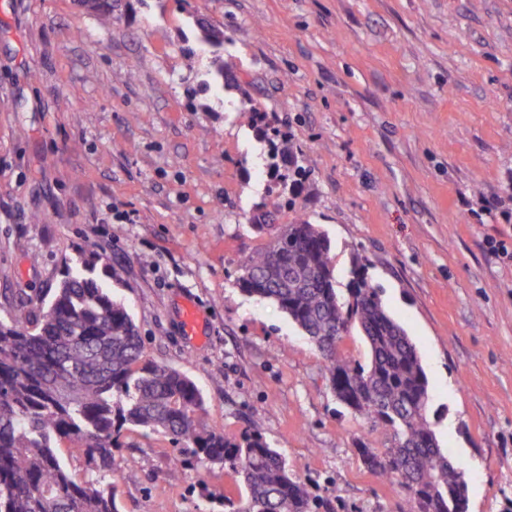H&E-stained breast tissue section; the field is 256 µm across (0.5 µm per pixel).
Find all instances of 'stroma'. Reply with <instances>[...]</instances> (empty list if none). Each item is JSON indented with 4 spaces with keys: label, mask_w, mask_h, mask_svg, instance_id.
I'll return each mask as SVG.
<instances>
[{
    "label": "stroma",
    "mask_w": 512,
    "mask_h": 512,
    "mask_svg": "<svg viewBox=\"0 0 512 512\" xmlns=\"http://www.w3.org/2000/svg\"><path fill=\"white\" fill-rule=\"evenodd\" d=\"M223 29L202 42L197 18ZM234 80H212L216 60ZM302 179L267 170L270 137ZM305 219L340 283L370 261L429 379L468 512L512 506V0H121L111 26L73 0H0V317L50 301L66 259L103 258L147 355L188 376L210 426L259 430L321 499L398 512L396 480L355 448L390 434L347 410L317 348L236 283L265 239ZM196 307V335L185 303ZM116 452L119 512H214L217 467L143 430ZM150 467H143V459Z\"/></svg>",
    "instance_id": "1"
}]
</instances>
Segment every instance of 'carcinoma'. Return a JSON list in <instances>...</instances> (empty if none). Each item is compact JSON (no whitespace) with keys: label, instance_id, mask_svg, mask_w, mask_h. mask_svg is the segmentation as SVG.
<instances>
[{"label":"carcinoma","instance_id":"1","mask_svg":"<svg viewBox=\"0 0 512 512\" xmlns=\"http://www.w3.org/2000/svg\"><path fill=\"white\" fill-rule=\"evenodd\" d=\"M84 4L112 24L114 0ZM199 25L205 42L224 43L222 30L203 18ZM270 159L276 179L305 175L284 136ZM252 223L268 241L242 260L238 286L276 303L316 346L341 404L391 432L383 450L358 445L362 464L398 481L406 512H468L464 474L432 429L416 348L365 265H352L343 294L330 242L316 225L275 227L259 216ZM99 261L81 258L47 305L22 298L9 319H0V512H118L114 452L131 447L125 432L136 428L168 436L196 463L240 480L244 493L216 497L224 512H350L314 497L261 432L232 438L212 428L196 384L145 353L126 306L93 276ZM354 327L370 346L366 364L339 347ZM64 443L84 457L83 477L62 458Z\"/></svg>","mask_w":512,"mask_h":512}]
</instances>
